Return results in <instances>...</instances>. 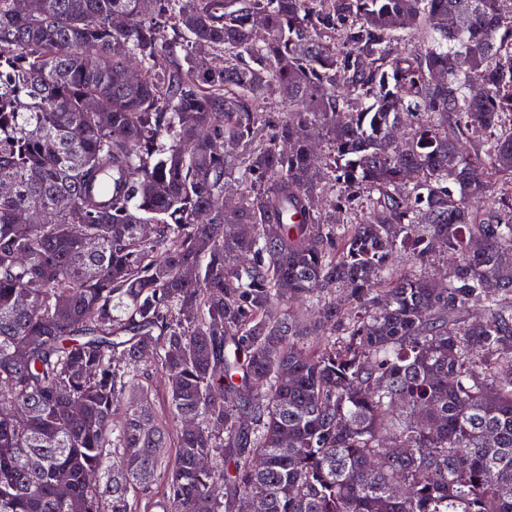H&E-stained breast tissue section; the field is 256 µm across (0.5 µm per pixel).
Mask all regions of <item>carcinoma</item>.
I'll use <instances>...</instances> for the list:
<instances>
[{
    "instance_id": "cac0c4a2",
    "label": "carcinoma",
    "mask_w": 512,
    "mask_h": 512,
    "mask_svg": "<svg viewBox=\"0 0 512 512\" xmlns=\"http://www.w3.org/2000/svg\"><path fill=\"white\" fill-rule=\"evenodd\" d=\"M2 181L0 512H512V0H0Z\"/></svg>"
}]
</instances>
